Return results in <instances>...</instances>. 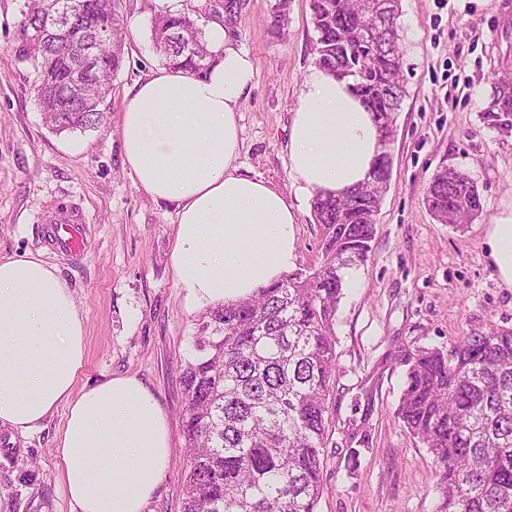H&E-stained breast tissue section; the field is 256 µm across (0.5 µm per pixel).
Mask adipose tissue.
Returning <instances> with one entry per match:
<instances>
[{
  "instance_id": "obj_1",
  "label": "adipose tissue",
  "mask_w": 512,
  "mask_h": 512,
  "mask_svg": "<svg viewBox=\"0 0 512 512\" xmlns=\"http://www.w3.org/2000/svg\"><path fill=\"white\" fill-rule=\"evenodd\" d=\"M207 38L222 58L204 76L163 67L121 118L124 165L135 186L174 203L176 277L195 307L249 297L290 272L296 213L263 180L240 175L238 100L254 67L219 23ZM290 176L306 194L364 181L382 145L376 116L340 80L316 68L292 117ZM491 257L512 288V214L491 224ZM84 327L53 266L0 261V423L25 433L54 410L66 421L57 453L78 512H144L170 460L167 417L136 377L81 384Z\"/></svg>"
}]
</instances>
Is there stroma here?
Listing matches in <instances>:
<instances>
[{
    "label": "stroma",
    "mask_w": 512,
    "mask_h": 512,
    "mask_svg": "<svg viewBox=\"0 0 512 512\" xmlns=\"http://www.w3.org/2000/svg\"><path fill=\"white\" fill-rule=\"evenodd\" d=\"M276 0H243L238 48L255 74L239 100V172L262 178L297 209L295 266L320 260L311 201L298 195L286 150L291 116L315 68L309 0H290L288 25L272 28ZM22 0H0V259L31 255L54 266L83 318V381L137 377L170 427L166 476L145 512H181L185 404L178 366L190 352L197 311L173 265L174 204L134 185L124 166L120 115L127 94L162 62L151 40L159 11L200 25L222 21L224 0H119L125 65L103 105L104 127L59 132L33 94L35 73L18 59ZM401 79L406 96L389 146L392 176L372 250L349 269L336 316V378L329 406L325 490L317 512H435L432 460L396 417L401 355L445 346L463 330L512 328V288L502 286L488 230L512 213V129L481 113L496 78L512 73V0H401ZM468 174L480 214L463 227L437 222L424 204L441 167ZM82 209V261L43 242L45 216ZM56 410L20 433L0 424V512H74L62 482Z\"/></svg>",
    "instance_id": "35a3bbf8"
}]
</instances>
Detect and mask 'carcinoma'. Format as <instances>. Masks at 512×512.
I'll use <instances>...</instances> for the list:
<instances>
[{
    "label": "carcinoma",
    "mask_w": 512,
    "mask_h": 512,
    "mask_svg": "<svg viewBox=\"0 0 512 512\" xmlns=\"http://www.w3.org/2000/svg\"><path fill=\"white\" fill-rule=\"evenodd\" d=\"M50 0H24L19 56L30 62L45 121L57 131L99 127L94 108L123 67L125 26L115 0H78L75 29L39 43L26 31L42 25ZM240 0H224V25L235 27ZM316 63L352 80L351 88L395 125L405 88L399 80L398 26L380 27L373 42L348 39L370 23L367 0H310ZM164 65L203 76L219 59L197 22L159 13L151 30ZM93 42L98 73L89 104L71 101L68 82ZM490 128L512 126V82L494 84L482 113ZM392 156L381 155L368 181L390 179ZM429 210L461 224L482 210L477 185L442 168L426 191ZM379 195L365 185L312 200L320 235L318 266L288 273L250 297L210 307L197 319L193 352L180 365L185 396L182 512H317L324 491L329 400L336 375V313L347 270L366 261L375 235ZM404 387L396 416L432 459L437 512H512V328L463 332L444 347L402 355Z\"/></svg>",
    "instance_id": "1"
}]
</instances>
